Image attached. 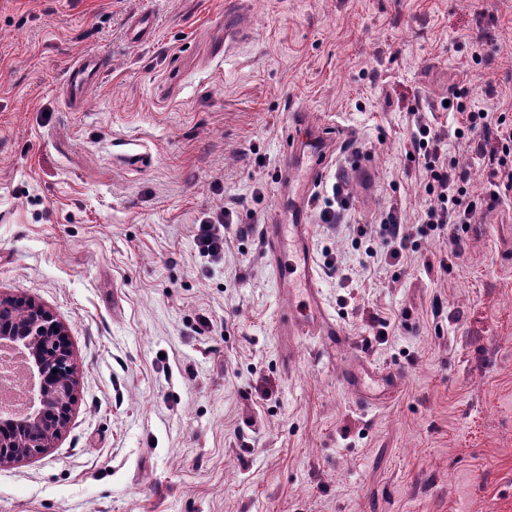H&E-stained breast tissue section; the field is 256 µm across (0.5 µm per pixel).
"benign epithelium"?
<instances>
[{"label":"benign epithelium","instance_id":"7a95c632","mask_svg":"<svg viewBox=\"0 0 512 512\" xmlns=\"http://www.w3.org/2000/svg\"><path fill=\"white\" fill-rule=\"evenodd\" d=\"M0 344L30 355V410L24 415L0 411V463H10L44 453L67 428L77 378L63 324L32 300L0 297Z\"/></svg>","mask_w":512,"mask_h":512}]
</instances>
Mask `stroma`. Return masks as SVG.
<instances>
[{"mask_svg": "<svg viewBox=\"0 0 512 512\" xmlns=\"http://www.w3.org/2000/svg\"><path fill=\"white\" fill-rule=\"evenodd\" d=\"M224 3L0 0V295L57 316L78 380L53 447L0 466V512H512V205L450 272L443 238L367 267L354 248L390 206L417 222L415 116L453 132L443 99L488 81L512 100V0H242L218 56ZM304 119L352 198L347 223L308 219L343 345L274 331L309 306L261 235L307 190L280 172ZM225 207L249 233L215 263L193 226ZM351 363L376 380L348 386ZM100 73V64L96 56L86 53L77 62L69 66L67 78L71 84L74 97L83 101L86 93L96 83Z\"/></svg>", "mask_w": 512, "mask_h": 512, "instance_id": "35a3bbf8", "label": "stroma"}]
</instances>
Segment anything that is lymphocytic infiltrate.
<instances>
[{
  "label": "lymphocytic infiltrate",
  "instance_id": "f902f5d3",
  "mask_svg": "<svg viewBox=\"0 0 512 512\" xmlns=\"http://www.w3.org/2000/svg\"><path fill=\"white\" fill-rule=\"evenodd\" d=\"M453 97L460 116L453 133L433 129L419 118L410 138L413 160L422 169L424 191L430 203L415 228L403 224L397 208L389 209L379 222L381 248L365 249L367 258L373 262H381L386 255L402 256L413 248L416 236L432 234L451 242V260L444 268L452 270L453 260L463 254L462 236L470 224L479 215L512 200V103L494 101L479 107L462 92H454ZM452 140L489 168V179L480 188L471 186L467 167L459 156L449 152L448 143ZM231 228L239 237L248 234L247 228L234 227L233 212L229 209L195 225L194 242L201 256L215 261L223 259L224 232Z\"/></svg>",
  "mask_w": 512,
  "mask_h": 512
}]
</instances>
